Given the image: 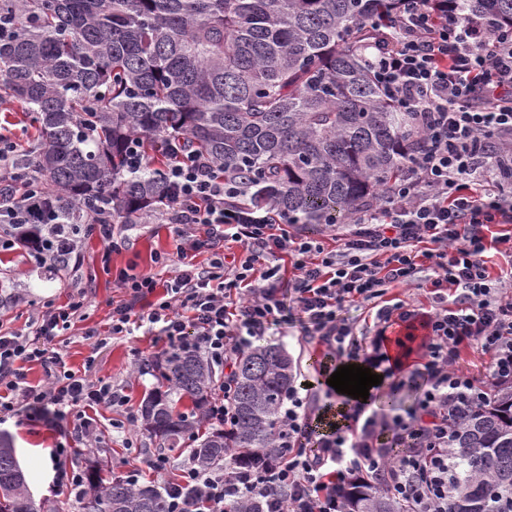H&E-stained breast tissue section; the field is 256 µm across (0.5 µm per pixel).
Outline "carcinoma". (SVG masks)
<instances>
[{"mask_svg": "<svg viewBox=\"0 0 512 512\" xmlns=\"http://www.w3.org/2000/svg\"><path fill=\"white\" fill-rule=\"evenodd\" d=\"M464 18L512 27V0H456ZM399 0H0V91L29 114L37 147L14 169L46 191L23 199L31 224L89 235L94 216H142L160 203V170L127 166L134 136L162 154L188 138L239 188L237 201L290 224H337L373 206L379 188L423 147L411 118L387 101L362 52L363 23ZM141 406L144 430L199 469L229 459L259 467L280 456L276 429L292 361L257 345L230 377L176 351L157 362ZM229 386L224 427L200 435L213 394ZM192 407L176 409L174 397ZM449 455L451 512H512V383L460 415ZM346 512H404L362 478ZM81 512H168L152 486L85 471ZM0 512H36L9 435L0 432Z\"/></svg>", "mask_w": 512, "mask_h": 512, "instance_id": "obj_1", "label": "carcinoma"}]
</instances>
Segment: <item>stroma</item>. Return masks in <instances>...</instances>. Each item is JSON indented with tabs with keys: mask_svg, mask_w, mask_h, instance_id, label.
Masks as SVG:
<instances>
[{
	"mask_svg": "<svg viewBox=\"0 0 512 512\" xmlns=\"http://www.w3.org/2000/svg\"><path fill=\"white\" fill-rule=\"evenodd\" d=\"M115 234L120 238L122 247L113 253L107 265L101 262L104 245L95 234L80 238L78 263L63 269L50 271L38 267L21 249L0 252V327L7 331L27 332L33 315L43 306H63L74 294L83 293L88 317L86 321L75 322L69 330L70 343L65 349V360L68 366L76 369L83 368L85 362H92L91 378H111L123 389L129 408L137 411L149 390L155 386L156 378L154 372H140L136 366L142 360L159 358L162 348L154 344L152 336L143 334L139 329L128 336L109 337L112 306L122 298L114 285L115 275L119 270L132 267L139 272L154 270L163 279L172 277L171 268L152 266L151 257L154 253L172 250L173 240L170 226L157 218L144 217L135 224H117ZM280 299L281 311L271 322L266 340L285 346L297 382L304 383L314 377L313 361L325 358L326 350L307 339L306 324L295 309L291 288H281ZM343 316L353 324L358 342L365 347L386 345L406 333L404 324L396 323L387 328L384 335H377L372 317L361 304L347 307ZM88 326L108 335L106 346L100 347L94 340L84 339L83 332ZM102 417V448L78 455L74 464L83 470L88 462L96 461L104 475L119 476L123 473L119 460L130 455L126 448L127 436H134L146 448H154L155 443L142 426H135L133 434L129 435L112 429L110 411H103ZM0 428L13 437L21 467L30 478L28 488L36 505L59 506L63 512H77L73 497L57 491L54 486L46 487L32 480L40 461L30 457L29 451L33 448H55L62 440L59 423L51 419L30 421L21 416L9 419Z\"/></svg>",
	"mask_w": 512,
	"mask_h": 512,
	"instance_id": "obj_1",
	"label": "stroma"
}]
</instances>
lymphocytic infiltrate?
Masks as SVG:
<instances>
[{"label": "lymphocytic infiltrate", "mask_w": 512, "mask_h": 512, "mask_svg": "<svg viewBox=\"0 0 512 512\" xmlns=\"http://www.w3.org/2000/svg\"><path fill=\"white\" fill-rule=\"evenodd\" d=\"M368 64L389 102L412 113L426 147L409 163L373 211H360L355 230L336 248L281 228L271 213L240 205L236 186L188 144L171 141L164 175L169 195L160 209L173 251L154 264L178 262L175 276L120 270L124 298L112 309L110 333L124 336L135 323L156 327L167 351L190 350L232 369L238 356L265 336L280 310L278 291L292 270L294 303L308 336L328 353L358 359L353 326L341 313L352 303L374 312L375 325L414 316L390 291L418 288L430 268L432 309L420 372L425 384L406 415L375 410L362 424L322 435L309 447L307 400L291 392L279 427L284 450L260 470L231 466L198 470L185 464L171 478L162 453H145L125 478L154 475L170 512H234L243 498L263 512H344L342 490L354 474L375 478L406 512H448V440L460 408L483 405L488 386L512 381V275L492 276L486 253L512 254V234L495 238V224H512V187L490 173L512 166V29L491 30L462 21L448 0H402L393 21L374 24ZM206 263H196L198 254ZM84 299L46 307L30 333L0 332V424L29 413L70 420V439L53 451L54 482L74 492L82 472L70 461L76 444L92 445L99 422L94 407L121 410L126 397L106 378L68 368L62 337L83 319ZM490 360L484 380L457 366L461 347ZM40 366L44 382L27 380ZM401 433L408 453L381 447L379 435Z\"/></svg>", "instance_id": "lymphocytic-infiltrate-1"}]
</instances>
